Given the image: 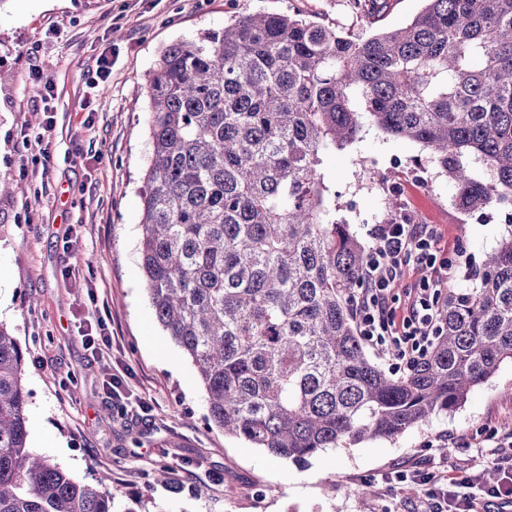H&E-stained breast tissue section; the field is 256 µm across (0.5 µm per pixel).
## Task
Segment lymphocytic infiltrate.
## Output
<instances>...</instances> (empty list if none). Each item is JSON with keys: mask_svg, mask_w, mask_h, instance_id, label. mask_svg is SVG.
Returning a JSON list of instances; mask_svg holds the SVG:
<instances>
[{"mask_svg": "<svg viewBox=\"0 0 512 512\" xmlns=\"http://www.w3.org/2000/svg\"><path fill=\"white\" fill-rule=\"evenodd\" d=\"M368 235L366 286L354 299L359 334L372 346L391 349L408 365L428 351L437 333L450 270L442 236L434 225L414 224L397 214L372 225ZM414 272L418 280L404 297H397L396 288ZM488 439L499 450L492 465L500 479L479 486L473 476H452L443 466L432 467L417 481L431 512H512V440L493 432Z\"/></svg>", "mask_w": 512, "mask_h": 512, "instance_id": "obj_1", "label": "lymphocytic infiltrate"}]
</instances>
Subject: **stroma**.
I'll return each mask as SVG.
<instances>
[{
  "mask_svg": "<svg viewBox=\"0 0 512 512\" xmlns=\"http://www.w3.org/2000/svg\"><path fill=\"white\" fill-rule=\"evenodd\" d=\"M348 0H0V323L26 359L31 448L75 480L110 473L118 512H417L418 496L395 483L398 469L487 475L485 429L512 428V364L504 363L450 413L396 440L327 448L298 464L225 435L206 421V394L191 361L155 319L138 251L140 191L150 142L144 85L171 41L220 29L254 12L292 13L357 34L406 24L422 0H388L376 14L350 15ZM112 74L86 104L96 60ZM51 80L42 103L30 73ZM51 107L50 169L21 167L41 146L31 114ZM320 170L338 223L367 242L387 216V185L419 223L448 246L449 279L469 273L512 233L499 207L491 221L465 213L447 175L421 144L374 126L324 153ZM422 181H415V174ZM73 266L78 276L66 277ZM103 321L99 350L87 325ZM55 439L41 448L40 431ZM170 480L157 484L159 465Z\"/></svg>",
  "mask_w": 512,
  "mask_h": 512,
  "instance_id": "obj_1",
  "label": "stroma"
}]
</instances>
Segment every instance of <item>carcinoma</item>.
Returning <instances> with one entry per match:
<instances>
[{
    "label": "carcinoma",
    "mask_w": 512,
    "mask_h": 512,
    "mask_svg": "<svg viewBox=\"0 0 512 512\" xmlns=\"http://www.w3.org/2000/svg\"><path fill=\"white\" fill-rule=\"evenodd\" d=\"M423 2L369 36L245 15L172 42L147 80L139 254L156 320L207 420L275 457L394 440L512 363V236L474 287L444 290L433 345L401 375L354 324L366 251L329 208L324 152L370 123L427 148L461 211L512 204V0ZM24 374L0 324V512H114L107 477L78 482L30 449Z\"/></svg>",
    "instance_id": "obj_1"
}]
</instances>
